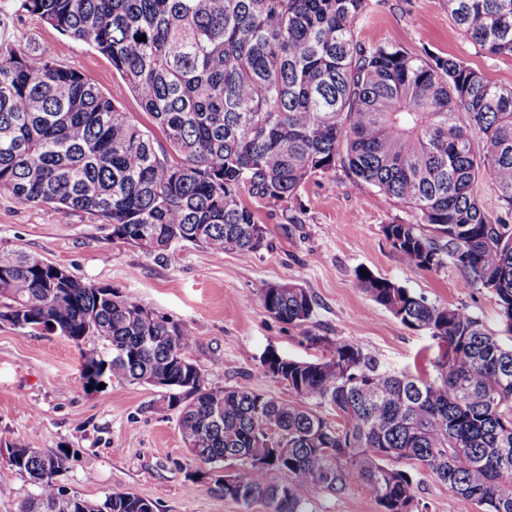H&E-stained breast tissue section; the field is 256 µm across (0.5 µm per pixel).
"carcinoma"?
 <instances>
[{"label":"carcinoma","instance_id":"carcinoma-1","mask_svg":"<svg viewBox=\"0 0 512 512\" xmlns=\"http://www.w3.org/2000/svg\"><path fill=\"white\" fill-rule=\"evenodd\" d=\"M19 2L107 57L168 147L80 73L6 48L1 194L86 213L150 253L191 243L222 258L266 246L244 196L276 206L340 163L414 213L383 228L408 262L429 270L450 258L468 287L497 296L512 332V84L456 57L362 43L367 0ZM448 11L486 53L512 56V0H448ZM482 182L496 187L499 211L484 208ZM356 279L402 324L444 344L434 377L384 372L361 347L312 335V298L290 284L255 291L269 315L325 351L263 360L301 404L211 387L178 323L26 252H0V321L74 343L83 379L166 380L170 396L150 408L179 413L186 449L207 466L190 477L211 476L214 492L244 506L305 512L301 489L340 493L357 478L381 512H425L399 465L411 460L450 495L512 512V345L463 309L372 273ZM92 336L108 354L85 347ZM229 460L245 467L226 484ZM69 462L68 448L14 446L11 465L35 487L20 512H156L129 493L68 492L57 477ZM275 471L286 480L272 481Z\"/></svg>","mask_w":512,"mask_h":512}]
</instances>
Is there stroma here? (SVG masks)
Here are the masks:
<instances>
[{
    "label": "stroma",
    "instance_id": "stroma-1",
    "mask_svg": "<svg viewBox=\"0 0 512 512\" xmlns=\"http://www.w3.org/2000/svg\"><path fill=\"white\" fill-rule=\"evenodd\" d=\"M357 22L368 44L392 41L465 61L490 82L512 84V57L481 51L460 31L448 0H368ZM0 45L36 50L74 69L139 125L154 122L128 91L110 60L68 36L17 0L0 11ZM268 245L215 259L187 245L149 254L112 237V228L84 213L64 214L51 205L23 204L0 194V250L21 249L65 267L85 282L107 283L123 295L187 329L192 357L212 387H248L294 400L284 382L266 373L267 353L303 361L321 358L300 331L271 317L254 294L261 281L304 288L313 298L307 327L315 335L360 346L383 371L434 376L444 351L431 336L403 325L358 285L366 269L434 305L465 309L505 344L496 296L465 287L452 261L424 270L409 263L384 235L385 225L412 221V213L356 179L343 167L311 178L286 207L255 204ZM294 223H286V216ZM159 389L112 383L86 389L77 347L50 333L24 332L0 323V440L27 448H71L60 485L89 500L126 492L157 503L160 512H267L262 503L242 506L190 478L196 464L180 435L178 414L149 407ZM34 488L0 452V512H19ZM415 495L428 512H482L476 502L449 500L448 488L430 471L416 475ZM307 512H381L361 481L339 494L302 489Z\"/></svg>",
    "mask_w": 512,
    "mask_h": 512
}]
</instances>
